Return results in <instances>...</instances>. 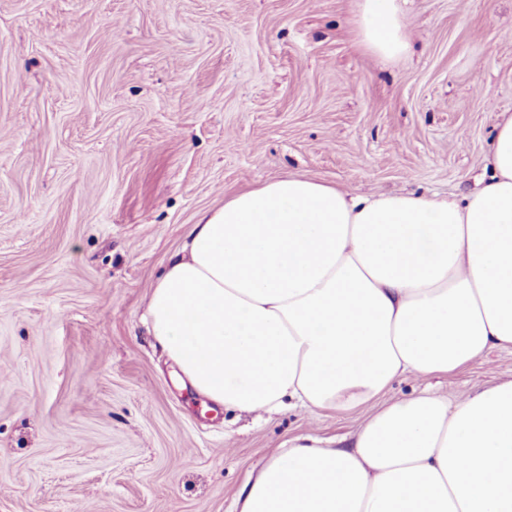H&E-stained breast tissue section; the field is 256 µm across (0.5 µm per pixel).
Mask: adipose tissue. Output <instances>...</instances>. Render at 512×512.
<instances>
[{
  "instance_id": "obj_1",
  "label": "adipose tissue",
  "mask_w": 512,
  "mask_h": 512,
  "mask_svg": "<svg viewBox=\"0 0 512 512\" xmlns=\"http://www.w3.org/2000/svg\"><path fill=\"white\" fill-rule=\"evenodd\" d=\"M373 56L410 50L398 0H359ZM463 197L289 174L203 213L146 304L181 379L244 413L348 412L407 377L512 350V113ZM234 512H512V380L385 404L349 446L289 440Z\"/></svg>"
}]
</instances>
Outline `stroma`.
I'll return each mask as SVG.
<instances>
[{"label": "stroma", "mask_w": 512, "mask_h": 512, "mask_svg": "<svg viewBox=\"0 0 512 512\" xmlns=\"http://www.w3.org/2000/svg\"><path fill=\"white\" fill-rule=\"evenodd\" d=\"M0 0V512H231L288 440L512 380L494 350L351 412L207 408L143 323L191 224L290 173L464 194L512 110V0ZM399 0H359L356 23L360 43L375 57L395 59L410 50Z\"/></svg>", "instance_id": "obj_1"}]
</instances>
